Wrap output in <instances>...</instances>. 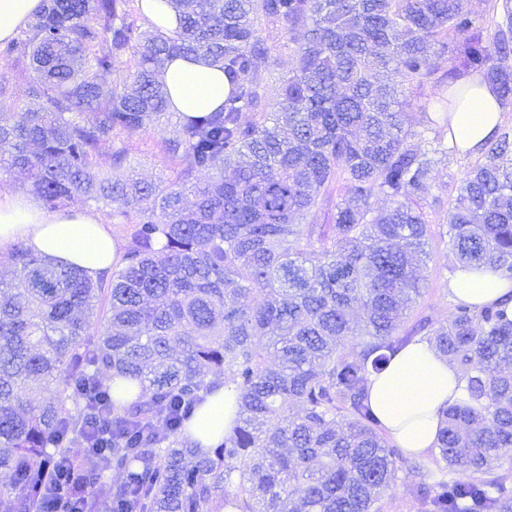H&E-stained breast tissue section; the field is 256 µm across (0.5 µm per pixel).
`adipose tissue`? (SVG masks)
I'll use <instances>...</instances> for the list:
<instances>
[{
  "label": "adipose tissue",
  "mask_w": 512,
  "mask_h": 512,
  "mask_svg": "<svg viewBox=\"0 0 512 512\" xmlns=\"http://www.w3.org/2000/svg\"><path fill=\"white\" fill-rule=\"evenodd\" d=\"M42 8L43 0H0V43L13 39ZM162 79L171 111L192 118L219 109L229 91L220 65L202 56L170 59ZM448 94L456 101L447 113L449 146L462 154L480 153L503 120L495 85L474 74ZM17 242L59 265L79 267L94 280L119 263V241L96 208L51 211L32 196L0 190V246ZM448 289L458 302L497 305L512 319V282L491 270L459 271ZM464 394L460 372L424 340L403 347L368 382L371 408L393 444L410 457L435 446L440 410ZM237 419L236 394L226 387L206 396L187 432L205 451L231 433Z\"/></svg>",
  "instance_id": "adipose-tissue-1"
}]
</instances>
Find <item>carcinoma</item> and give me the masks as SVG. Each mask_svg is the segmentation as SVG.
Instances as JSON below:
<instances>
[{
	"label": "carcinoma",
	"instance_id": "1",
	"mask_svg": "<svg viewBox=\"0 0 512 512\" xmlns=\"http://www.w3.org/2000/svg\"><path fill=\"white\" fill-rule=\"evenodd\" d=\"M130 0H46L0 47V179L27 173L47 209H110L126 244L93 282L13 246L0 284V469L13 512H384L402 449L367 394L369 376L415 339L401 330L422 288L442 142L421 147L407 85L435 102L477 71L512 106V0L492 15L470 0H170L176 37L146 30ZM288 38L297 67L272 81L264 32ZM177 55L221 64L224 105L168 129L160 79ZM23 79L35 109L10 99ZM159 134L173 174L127 172L126 139ZM350 196L329 224H301L320 192ZM387 206L375 207L378 199ZM464 266L512 279V129L486 142L441 232ZM424 340L466 380L417 467L422 512H512V320L454 306ZM124 381L113 387L101 380ZM141 393L128 402L125 385ZM232 384L238 422L208 453L187 427L203 395ZM44 387L54 399L33 403ZM112 435L108 484L71 455Z\"/></svg>",
	"mask_w": 512,
	"mask_h": 512
}]
</instances>
